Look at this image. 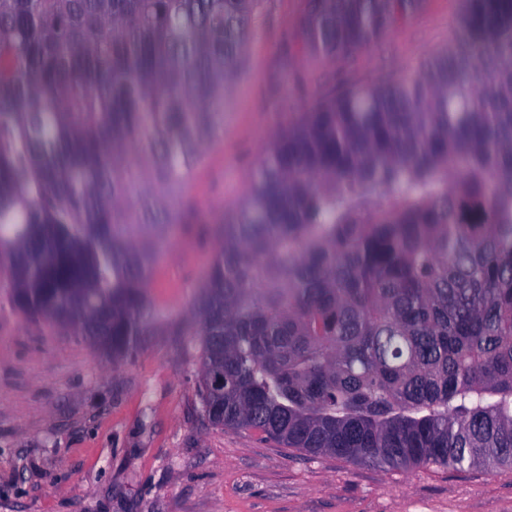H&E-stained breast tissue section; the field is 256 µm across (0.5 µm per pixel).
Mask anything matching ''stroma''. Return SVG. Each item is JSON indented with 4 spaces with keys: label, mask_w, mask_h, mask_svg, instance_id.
Segmentation results:
<instances>
[{
    "label": "stroma",
    "mask_w": 512,
    "mask_h": 512,
    "mask_svg": "<svg viewBox=\"0 0 512 512\" xmlns=\"http://www.w3.org/2000/svg\"><path fill=\"white\" fill-rule=\"evenodd\" d=\"M306 0H261L224 132L180 189L148 294L175 322L113 360L0 302V512H512V469H392L283 448L203 416L200 339L182 315L285 116L331 86L398 79L457 32L463 0H425L375 46L328 66L294 51Z\"/></svg>",
    "instance_id": "1"
}]
</instances>
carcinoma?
<instances>
[{
  "mask_svg": "<svg viewBox=\"0 0 512 512\" xmlns=\"http://www.w3.org/2000/svg\"><path fill=\"white\" fill-rule=\"evenodd\" d=\"M423 0H307L336 65ZM259 0H0V294L127 358L171 189L223 133ZM215 427L392 468H512V0L287 118L190 306ZM224 370V395L209 374Z\"/></svg>",
  "mask_w": 512,
  "mask_h": 512,
  "instance_id": "1",
  "label": "carcinoma"
}]
</instances>
